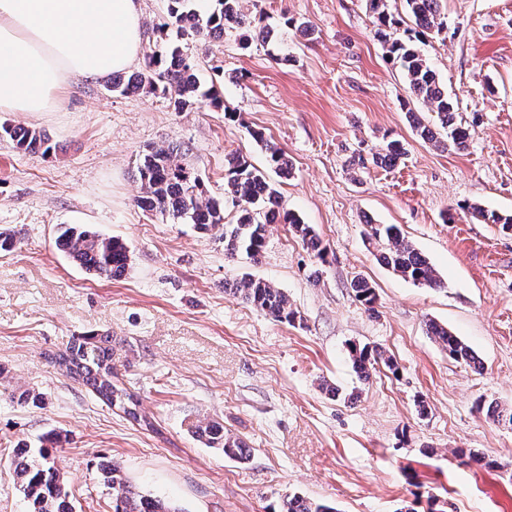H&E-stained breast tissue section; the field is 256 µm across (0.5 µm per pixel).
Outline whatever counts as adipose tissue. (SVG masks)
Returning a JSON list of instances; mask_svg holds the SVG:
<instances>
[{
	"instance_id": "adipose-tissue-1",
	"label": "adipose tissue",
	"mask_w": 512,
	"mask_h": 512,
	"mask_svg": "<svg viewBox=\"0 0 512 512\" xmlns=\"http://www.w3.org/2000/svg\"><path fill=\"white\" fill-rule=\"evenodd\" d=\"M137 0H0V112H55L76 78L127 70L142 48Z\"/></svg>"
}]
</instances>
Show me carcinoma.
<instances>
[{
  "mask_svg": "<svg viewBox=\"0 0 512 512\" xmlns=\"http://www.w3.org/2000/svg\"><path fill=\"white\" fill-rule=\"evenodd\" d=\"M403 2L418 33L442 29L441 0ZM370 6L376 14V35L386 46L389 56L399 63L410 92L436 114L441 131L432 130L409 111L406 116L411 128L437 147L466 149L469 131L458 121L456 104L440 84L437 73L413 38L395 36V22L385 11V0H370ZM158 29H170L178 39L197 37L209 40L234 34L243 49L249 48L254 41L264 43L268 38L267 28L256 24L244 11L243 0H166V14ZM106 89L121 96L143 90L159 91L169 96L176 112H184L202 103L215 110L224 109L217 86L201 80L197 61L172 40L147 54L145 71L128 77L114 75L106 82ZM0 133L9 137L15 148L24 153L44 155L50 150L48 138L37 129L3 125ZM251 136L265 147L266 166L257 167L240 154L229 157L224 167V198L221 200L210 194L202 177L185 161L189 146L172 143L143 153L136 163V177L142 187V194L136 198L137 207L179 223L193 224L203 233L217 227L224 228L221 234L224 254L232 258L245 255L255 260L261 256L266 247L268 225L275 223L289 225L304 245L317 256H322L324 247L319 235L311 225L284 209L278 190L266 174L268 168L282 175L290 172L291 164L284 151L269 144L260 131H252ZM404 155L403 144L391 140L373 154L372 163L390 165L400 161ZM229 204L236 208V216L235 222L226 224L224 211ZM459 208L480 223L499 224L502 229L512 231V214H501L478 204L465 203ZM367 238L380 247L378 259L395 274L428 288L442 285L428 259L396 225L370 224ZM57 245L86 273L98 279H119L130 264L125 243L90 230L65 227L57 237ZM350 288L367 310H374L377 296L375 288L367 280L357 277L351 281ZM224 291L231 292L276 322L292 324L297 318L288 296L269 281L245 274L224 282ZM427 330L449 358L473 369H481L474 352L448 331V327L431 320ZM350 354L355 372L364 380L379 364L394 372L398 370L391 357L377 347H353ZM54 363L131 424L150 426L139 412L138 399L112 371V337L74 339L54 355ZM486 416L495 424L512 427L511 408L491 403L487 406ZM198 434L210 447L220 449L229 458L244 461L250 457V449L244 441L224 433L221 424L201 426ZM14 453V472L20 490L30 504V512H73L69 494L49 448L45 445L38 448L24 445L14 449ZM101 475L103 483L112 488V512H181L161 498L134 489L113 464L102 465ZM276 512L334 510L299 495H290L282 500Z\"/></svg>",
  "mask_w": 512,
  "mask_h": 512,
  "instance_id": "obj_1",
  "label": "carcinoma"
}]
</instances>
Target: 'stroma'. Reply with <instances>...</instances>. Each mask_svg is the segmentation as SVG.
<instances>
[{"label":"stroma","mask_w":512,"mask_h":512,"mask_svg":"<svg viewBox=\"0 0 512 512\" xmlns=\"http://www.w3.org/2000/svg\"><path fill=\"white\" fill-rule=\"evenodd\" d=\"M271 44L235 36L183 41L224 107L173 111L166 96L107 91L76 80L55 112L0 113L43 131L47 155L0 138V512H29L13 450L61 434L53 450L74 512H112L100 466L111 462L141 492L183 512H272L289 495L336 512H512V430L481 404L512 407V232L458 213L466 201L512 213V0H443L442 31L418 47L456 100L466 149L442 151L405 113L434 114L414 97L375 38L367 0H244ZM314 26L306 36L288 19ZM265 141L292 164L275 183L284 206L314 227L319 259L288 225L268 228L259 261L227 258L193 225L142 211L135 161L151 147L192 143L211 195L224 194L227 156L265 163ZM396 165L354 170L387 141ZM70 222L122 239L131 265L118 280L87 274L56 246ZM396 224L443 282L427 288L380 264L367 223ZM272 282L297 312L279 323L225 293L242 274ZM375 288L367 311L349 286ZM435 320L476 354L450 359L427 331ZM111 336L112 366L154 430L132 425L62 375L53 353ZM388 351L397 371L359 379L350 345ZM336 395H329L328 387ZM42 404L17 401L24 390ZM223 425L250 448L225 457L197 435ZM497 460L461 464L458 449Z\"/></svg>","instance_id":"35a3bbf8"}]
</instances>
